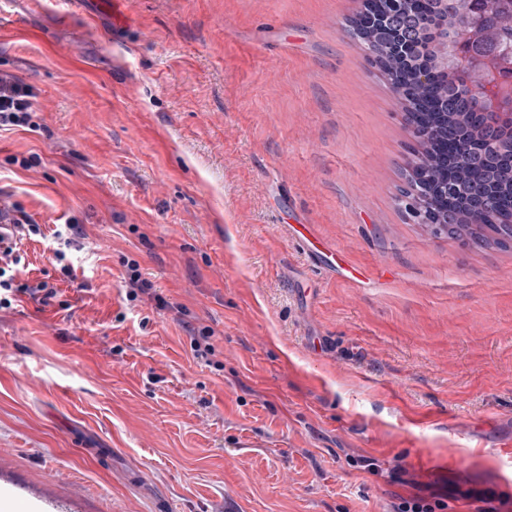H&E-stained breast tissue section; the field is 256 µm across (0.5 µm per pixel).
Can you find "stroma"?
I'll list each match as a JSON object with an SVG mask.
<instances>
[{"mask_svg": "<svg viewBox=\"0 0 512 512\" xmlns=\"http://www.w3.org/2000/svg\"><path fill=\"white\" fill-rule=\"evenodd\" d=\"M361 4L0 0L40 124L0 132V192L43 231L14 276L59 290L0 313V512H512V248L407 214L415 138ZM71 220L95 251L67 276ZM132 263L166 307L127 301ZM456 422L482 452L452 463ZM448 502L431 494L430 496L415 495L400 499V503L394 505L395 512H446Z\"/></svg>", "mask_w": 512, "mask_h": 512, "instance_id": "1", "label": "stroma"}]
</instances>
